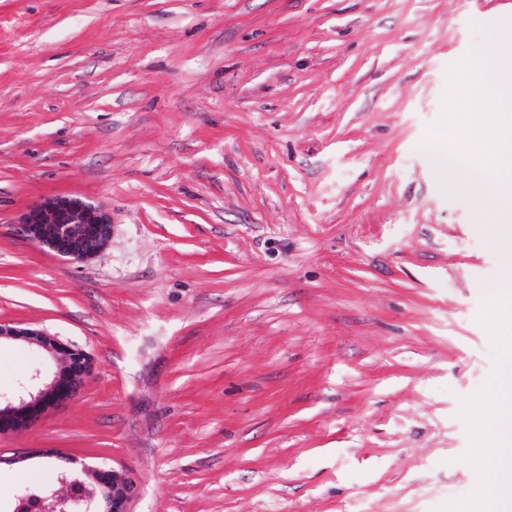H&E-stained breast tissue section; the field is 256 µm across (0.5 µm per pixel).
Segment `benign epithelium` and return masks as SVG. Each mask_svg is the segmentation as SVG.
<instances>
[{
    "instance_id": "obj_1",
    "label": "benign epithelium",
    "mask_w": 512,
    "mask_h": 512,
    "mask_svg": "<svg viewBox=\"0 0 512 512\" xmlns=\"http://www.w3.org/2000/svg\"><path fill=\"white\" fill-rule=\"evenodd\" d=\"M21 231L31 241L44 245L72 261H85L105 249L112 237L108 212L80 197L50 196L21 217ZM22 340L58 359L76 354L69 373L37 371L20 384L18 394L0 402V434L20 431L38 421L47 411L72 398L90 368V360L80 350L42 330L17 328L0 323V340ZM63 484H93L99 492L85 498L84 512H128L133 492L131 482L121 473L82 465L59 473ZM15 512H47L45 501L23 490L16 497Z\"/></svg>"
}]
</instances>
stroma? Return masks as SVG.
<instances>
[{
	"instance_id": "35a3bbf8",
	"label": "stroma",
	"mask_w": 512,
	"mask_h": 512,
	"mask_svg": "<svg viewBox=\"0 0 512 512\" xmlns=\"http://www.w3.org/2000/svg\"><path fill=\"white\" fill-rule=\"evenodd\" d=\"M512 0H0V323L89 353L0 435V512L78 460L129 512H433L469 495L461 398L504 264L471 141L432 126ZM445 140L459 168L437 179ZM112 217L71 262L19 218ZM58 361L0 342V399ZM21 231L72 261H85L105 249L112 237L108 212L80 197L50 196L21 217Z\"/></svg>"
}]
</instances>
